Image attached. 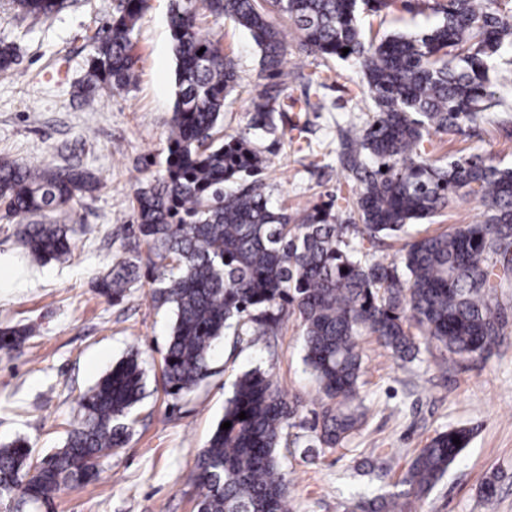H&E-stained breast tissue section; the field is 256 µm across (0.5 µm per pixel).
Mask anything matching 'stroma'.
Wrapping results in <instances>:
<instances>
[{
  "label": "stroma",
  "instance_id": "obj_1",
  "mask_svg": "<svg viewBox=\"0 0 512 512\" xmlns=\"http://www.w3.org/2000/svg\"><path fill=\"white\" fill-rule=\"evenodd\" d=\"M113 0H68L62 12L37 21L16 17L0 0V41L16 48L17 62L0 73V159L47 161L99 179L74 211L49 222L75 226L70 254L47 262L16 242L18 224L0 221V328L30 326L21 347L0 350V443L22 437L35 456L63 446L78 418L80 395L128 352L140 351L148 396L135 413L126 447L98 465L95 481L72 484L48 507L22 512H197L198 493L188 477L224 414L237 375L259 367L271 371L289 398L303 404L302 419L318 407L317 384L302 361L300 328L288 317L277 335L255 344H218L211 375L193 393L170 399L161 378L172 312L151 297L150 282L132 288L119 303L98 294L95 282L113 260L147 254L135 222L130 189L157 174L175 100L176 63L170 36V0H149L137 28L141 58L128 89L79 106L73 93L87 78V34L106 25ZM432 0L396 4L371 18L366 36L414 34L436 20ZM225 55L238 67L239 85L224 110L232 133L250 123V98L264 82L259 53L248 32L233 22L220 30ZM288 64L297 77L289 100H304L311 74L325 70L320 112L290 109L275 115L274 133L257 138L265 158L261 179L272 204L302 220L311 207L331 204L337 221L352 209L351 185L336 152L337 123L356 118L369 105L359 96L362 74L354 60L299 51L288 36ZM307 125L319 154H291L292 123ZM440 158L491 154L512 167V111L488 112L448 133L431 136ZM476 198L451 203L431 222L412 225L418 236L438 234L481 219ZM364 360L361 394L367 422L344 448L304 454V440L281 448L279 463L290 481V512H343L346 504L378 487L397 491L412 456L437 432L472 429L467 448L431 493L428 512H512V335L482 357L461 361L437 347L405 363L374 338L360 342ZM496 493L485 497L486 481Z\"/></svg>",
  "mask_w": 512,
  "mask_h": 512
}]
</instances>
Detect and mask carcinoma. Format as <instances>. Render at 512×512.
<instances>
[{
	"mask_svg": "<svg viewBox=\"0 0 512 512\" xmlns=\"http://www.w3.org/2000/svg\"><path fill=\"white\" fill-rule=\"evenodd\" d=\"M11 2L17 14L33 19L68 7L67 0ZM391 2L171 0L177 70L165 167L133 194L135 231L148 254L113 262L97 287L118 302L140 281L141 264L152 269V298L174 315L161 363L172 399L210 376L211 352L221 338L231 335L241 344L275 335L294 315L303 361L320 394L311 442L338 449L365 419L362 337L412 362L420 353L413 328L449 355L467 359L506 335L509 320L498 288L512 280V168L491 155L436 160L426 143L492 108L508 111L512 58L504 53L512 48V8L506 9L508 0H439V19L427 30L366 39L359 12H378ZM147 3L116 0L107 26L88 37V77L76 91L85 106L130 85L138 61L136 28ZM273 14L288 20L300 51L353 58L361 68L362 94L371 107L349 123L341 143L340 162L357 188L352 215L343 223L330 205L293 223L270 204L258 179L265 160L253 136L276 130L274 112L286 90L288 44ZM208 17L215 25L231 19L247 30L266 74L267 83L250 99V124L232 134L224 131V106L238 86L236 64L224 55L221 40L202 31ZM16 60L15 47L0 41V71ZM328 80L319 73L309 79L313 97H305L299 111L324 109L320 90ZM291 130L292 152L315 155L306 125L294 123ZM95 188L91 175L74 168L1 160L0 216L25 222L20 241L31 255L60 259L70 251L71 228L45 218ZM462 189L479 197L483 219L415 239L388 262L365 247L432 218ZM29 335L26 327L1 330L0 350L15 349ZM145 394L143 361L131 352L80 398L79 419L63 447L39 459L23 439L0 446V499L19 495L35 505L96 479L98 460L128 442ZM300 407L266 370L237 377L221 419L231 426L216 427L191 477L199 489L198 512H289L278 449ZM455 437L461 444L453 443ZM470 438L466 428L437 433L412 458L402 480L407 489L379 492L345 512H405L401 499L423 502Z\"/></svg>",
	"mask_w": 512,
	"mask_h": 512,
	"instance_id": "carcinoma-1",
	"label": "carcinoma"
}]
</instances>
